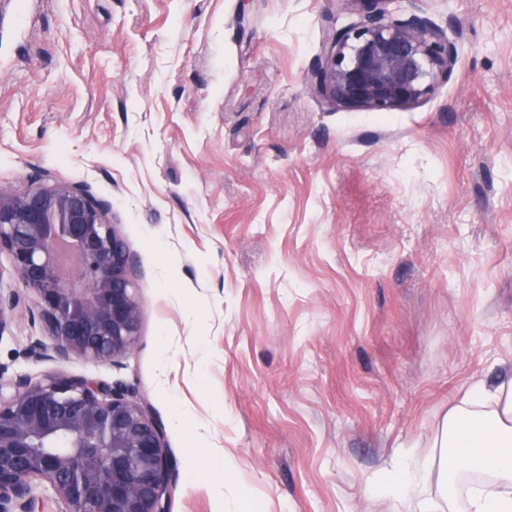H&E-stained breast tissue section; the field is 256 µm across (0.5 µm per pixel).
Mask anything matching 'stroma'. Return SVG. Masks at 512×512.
Wrapping results in <instances>:
<instances>
[{"label":"stroma","mask_w":512,"mask_h":512,"mask_svg":"<svg viewBox=\"0 0 512 512\" xmlns=\"http://www.w3.org/2000/svg\"><path fill=\"white\" fill-rule=\"evenodd\" d=\"M457 51L417 105L325 109L304 78L336 0H7L0 185L111 202L141 325L111 363L165 428L170 512H414L378 480L512 379V0H426ZM239 478L211 491L215 456Z\"/></svg>","instance_id":"obj_1"}]
</instances>
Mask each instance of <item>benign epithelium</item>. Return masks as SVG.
Wrapping results in <instances>:
<instances>
[{
    "mask_svg": "<svg viewBox=\"0 0 512 512\" xmlns=\"http://www.w3.org/2000/svg\"><path fill=\"white\" fill-rule=\"evenodd\" d=\"M357 19L328 33L308 92L329 108L382 112L419 103L434 73L457 62L453 43L417 0H338ZM88 190L42 174L22 192L0 188V252L34 295L50 343L37 359L112 362L134 347L140 306L135 258ZM20 296L0 287V334ZM168 512L165 429L122 384L83 376H0V512Z\"/></svg>",
    "mask_w": 512,
    "mask_h": 512,
    "instance_id": "benign-epithelium-1",
    "label": "benign epithelium"
}]
</instances>
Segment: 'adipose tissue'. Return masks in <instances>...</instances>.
<instances>
[{"label":"adipose tissue","mask_w":512,"mask_h":512,"mask_svg":"<svg viewBox=\"0 0 512 512\" xmlns=\"http://www.w3.org/2000/svg\"><path fill=\"white\" fill-rule=\"evenodd\" d=\"M437 445L440 457L415 469L407 455L397 457L386 481L394 497L415 502L418 512H437V502L426 494L430 480L445 488L462 471L480 470L498 477L502 487L474 493L470 512H512V385L471 388L445 416Z\"/></svg>","instance_id":"adipose-tissue-1"}]
</instances>
